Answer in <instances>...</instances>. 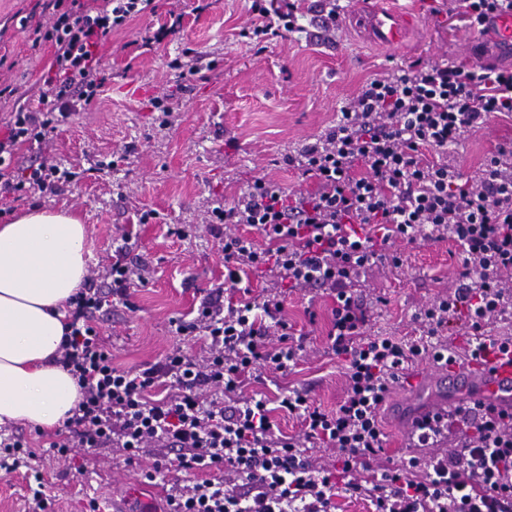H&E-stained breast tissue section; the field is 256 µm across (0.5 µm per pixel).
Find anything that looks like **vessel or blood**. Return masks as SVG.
Segmentation results:
<instances>
[{"instance_id": "1", "label": "vessel or blood", "mask_w": 512, "mask_h": 512, "mask_svg": "<svg viewBox=\"0 0 512 512\" xmlns=\"http://www.w3.org/2000/svg\"><path fill=\"white\" fill-rule=\"evenodd\" d=\"M364 9L352 18L354 27L371 44L385 49L406 46L423 27L424 18L415 10L398 5L397 0H363ZM413 387L451 383L448 398L423 408L413 417L408 431H416L436 417L447 416L459 400L483 404L494 413L512 414V346L490 353L481 360L433 365L410 377Z\"/></svg>"}]
</instances>
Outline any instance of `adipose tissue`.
Here are the masks:
<instances>
[{
	"label": "adipose tissue",
	"mask_w": 512,
	"mask_h": 512,
	"mask_svg": "<svg viewBox=\"0 0 512 512\" xmlns=\"http://www.w3.org/2000/svg\"><path fill=\"white\" fill-rule=\"evenodd\" d=\"M86 240L67 211L33 208L0 224V425L51 429L81 399L57 358L87 275Z\"/></svg>",
	"instance_id": "1"
}]
</instances>
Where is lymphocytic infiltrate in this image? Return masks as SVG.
Returning <instances> with one entry per match:
<instances>
[{"label":"lymphocytic infiltrate","instance_id":"1","mask_svg":"<svg viewBox=\"0 0 512 512\" xmlns=\"http://www.w3.org/2000/svg\"><path fill=\"white\" fill-rule=\"evenodd\" d=\"M151 3L101 0L92 9L83 0H49L54 22L43 38L54 58L36 104L16 107L0 134L1 192L43 195L70 180L54 164H18V150L42 144L70 112L103 93L100 43ZM495 112L512 114V69L415 63L394 70L343 106L323 139L289 156L290 166L316 178L317 190L291 197L257 181L232 206L213 209L218 223L254 227L270 245L260 249L225 234L223 287L202 298L194 320L174 323L176 335L205 337L202 358L176 354L135 372L114 368L92 318L126 302L142 269L120 256L105 282L88 277L72 299L71 332L59 358L83 398L51 450L60 457L75 448L113 447L131 456L175 450V459L155 462L148 480L171 467L205 477L170 490L171 512H332L341 493L367 499L374 512H512V420L492 418L473 403L458 409L463 432L456 448L411 457L366 482L356 477L384 450L379 411L406 366L422 356L451 362L444 330L464 325L472 359L507 342L485 328L512 313V148H500L470 179L448 162L421 157L422 148L456 145ZM359 162L366 175H354ZM448 237L461 247V271L447 296L420 310L423 334L366 335L368 309L354 297V282L379 263H399L386 250L391 241ZM250 267L277 272L289 287L323 288L336 297L327 339L345 361V395L329 411L299 391L282 392L278 409L301 420L299 439L275 432L266 399L224 404L256 363L284 373L298 351L279 295L225 302V291H237ZM167 378L172 393L153 398ZM310 443L336 449L335 468L313 467ZM214 467L222 477H207ZM339 472L345 482H336Z\"/></svg>","mask_w":512,"mask_h":512}]
</instances>
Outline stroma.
<instances>
[{"instance_id": "35a3bbf8", "label": "stroma", "mask_w": 512, "mask_h": 512, "mask_svg": "<svg viewBox=\"0 0 512 512\" xmlns=\"http://www.w3.org/2000/svg\"><path fill=\"white\" fill-rule=\"evenodd\" d=\"M400 3L421 12L425 25L395 52L358 38L351 22L357 0H346L335 30L323 39L312 26L319 0H297L296 30L265 40L252 35V0H155L154 13L106 38L98 49L103 96L73 112L44 150L74 179L44 196L0 199V221L37 207L72 211L88 229L89 269L109 265L121 251L146 268L147 283L130 289L127 305L95 320L115 368L135 371L178 350L199 352L200 341L173 336L170 322L192 319L204 291L224 281L222 243L208 229L212 209L231 205L257 180L287 194L313 191L314 180L289 166V155L323 136L373 78L417 60L512 68L511 55L467 51L477 30L452 14L450 0ZM174 13L183 17L180 30L143 48L147 29ZM52 22L47 0H0L1 121L37 98L54 47L33 42L31 33ZM175 59L181 69L172 68ZM510 145L512 115L496 114L466 132L450 158L469 174ZM396 249L400 265H378L356 287L364 301L386 299L371 310L373 336H415V311L446 293L459 273L461 249L453 240L400 242ZM283 294L290 331L307 335L306 349L288 375L265 373L247 390L272 402L281 388L306 389L315 404L335 409L345 392L343 361L326 348L336 300L297 288ZM444 395L436 385H393L380 413L386 444L373 469L409 456L398 444L402 428ZM11 430L42 453L49 512H87L93 500L109 506L126 480L150 500L165 483L187 479L173 469L164 480H146L153 448L130 461L109 448H76L61 459L43 448L50 431L23 423ZM33 483L26 467L0 470V512H31Z\"/></svg>"}]
</instances>
